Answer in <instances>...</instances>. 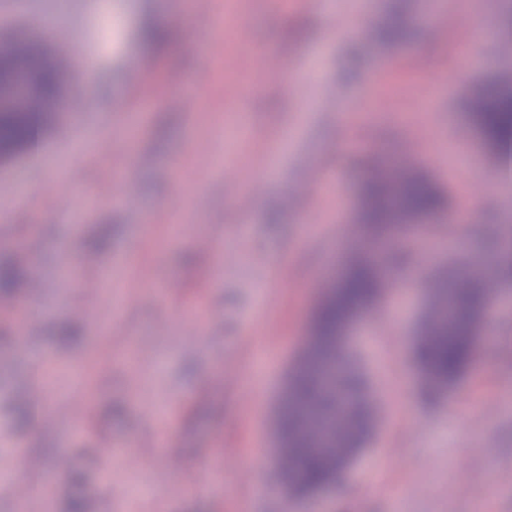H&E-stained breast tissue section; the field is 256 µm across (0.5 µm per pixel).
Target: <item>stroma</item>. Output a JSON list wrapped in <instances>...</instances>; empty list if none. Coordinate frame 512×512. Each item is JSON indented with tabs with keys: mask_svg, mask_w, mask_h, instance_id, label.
<instances>
[{
	"mask_svg": "<svg viewBox=\"0 0 512 512\" xmlns=\"http://www.w3.org/2000/svg\"><path fill=\"white\" fill-rule=\"evenodd\" d=\"M185 0H0L16 33L40 27L82 112L57 113L42 156L0 160V265L28 272L9 299L36 311L32 328L0 324V512H283L272 423L301 351L332 254L358 249L363 157L416 165L463 211V224L426 220L399 244L404 264L389 316L352 332L351 353L378 402L373 434L329 488L293 512H512V282L501 286L485 344L449 403L406 406L404 380L424 307L410 267L447 265L459 250L491 252L490 226L512 225L497 161L464 102L512 66L496 30L500 0H235L223 74L195 36L214 17ZM413 28L387 46L370 32L388 13ZM60 22L100 57L98 83L54 35ZM166 29L144 43L145 25ZM490 28L488 37L479 29ZM272 52L254 75L246 43ZM157 66L132 110L128 62ZM472 81H464L467 70ZM199 90L196 111L181 95ZM238 113L252 139L235 134ZM94 138L81 151L73 137ZM326 180L304 193L313 172ZM134 205L113 199L115 175ZM261 183L252 192L253 183ZM71 193L58 209V186ZM162 223H150L152 215ZM437 245L425 254V241ZM128 288L113 303L105 281ZM77 327L80 339L61 331ZM52 385L35 387V362ZM267 383L257 386V368ZM86 397L85 423L73 403ZM39 406L38 429L19 410ZM147 481L151 494L131 492Z\"/></svg>",
	"mask_w": 512,
	"mask_h": 512,
	"instance_id": "1",
	"label": "stroma"
}]
</instances>
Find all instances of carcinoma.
I'll return each mask as SVG.
<instances>
[{
    "label": "carcinoma",
    "mask_w": 512,
    "mask_h": 512,
    "mask_svg": "<svg viewBox=\"0 0 512 512\" xmlns=\"http://www.w3.org/2000/svg\"><path fill=\"white\" fill-rule=\"evenodd\" d=\"M408 35L397 13L385 16L375 31V39L390 44ZM45 55L41 44L28 37L0 45V91L20 78L25 84L23 102L0 107L1 159L34 151L52 110L61 104L64 75ZM469 118L491 149L512 147V79L482 88L470 102ZM360 201V231L372 242H392L417 219H447L435 185L389 158L371 161ZM456 264L449 261L430 283L416 330V360L430 380L425 389L431 402L449 396L477 361L487 297L498 284L512 280V235L503 234L493 270L457 277ZM392 288L374 260L355 256L332 276L316 307L273 421L279 481L302 496L335 478L373 432L376 406L370 389L339 339L377 310Z\"/></svg>",
    "instance_id": "1"
}]
</instances>
